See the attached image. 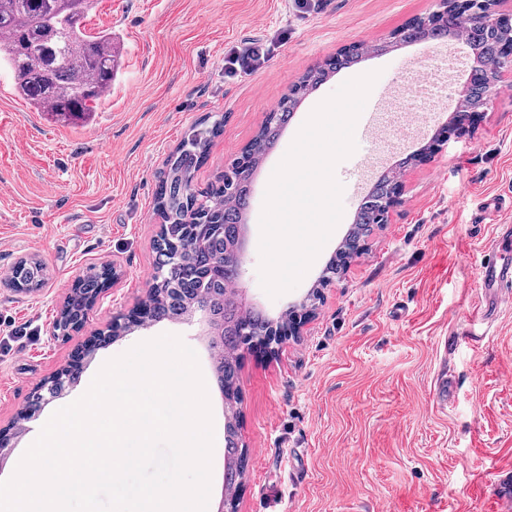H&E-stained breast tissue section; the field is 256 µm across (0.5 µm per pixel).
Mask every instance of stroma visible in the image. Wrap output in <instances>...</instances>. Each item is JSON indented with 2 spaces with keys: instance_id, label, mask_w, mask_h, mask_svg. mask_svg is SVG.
Masks as SVG:
<instances>
[{
  "instance_id": "stroma-1",
  "label": "stroma",
  "mask_w": 512,
  "mask_h": 512,
  "mask_svg": "<svg viewBox=\"0 0 512 512\" xmlns=\"http://www.w3.org/2000/svg\"><path fill=\"white\" fill-rule=\"evenodd\" d=\"M437 0H97L88 32L111 30L121 47L112 92L89 117L64 121L33 111L0 65V428L78 346L127 314L153 282L159 226L157 175L195 126L223 123L193 185L204 191L241 157L290 87L352 43L376 53L309 93L252 182L244 263L233 295L242 309L280 320L302 310L330 255L353 225L343 216L300 283L278 298L260 286L264 194L312 110L343 82L380 76L368 99L410 77L459 88L445 70L447 40L390 47L392 34L437 10ZM262 44L255 70L228 75L224 56ZM422 130L387 127L356 137L359 155L384 161L402 201L350 257L298 336L237 352L239 433L247 451L237 512H507L495 487L512 474V305L484 317L477 272L500 224L512 225V86L474 123L426 159L403 166L453 117L447 97L400 95ZM24 257L40 260L44 286L31 294L5 277ZM113 265L122 278L83 328L52 334L75 277ZM193 348L214 424L210 512L224 489V402L209 329L199 318L132 329L82 361L79 377L26 422L6 455L8 479L42 426L79 398L103 364L161 334ZM452 383L448 398L440 385Z\"/></svg>"
}]
</instances>
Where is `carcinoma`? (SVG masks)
Returning a JSON list of instances; mask_svg holds the SVG:
<instances>
[{
  "label": "carcinoma",
  "instance_id": "cac0c4a2",
  "mask_svg": "<svg viewBox=\"0 0 512 512\" xmlns=\"http://www.w3.org/2000/svg\"><path fill=\"white\" fill-rule=\"evenodd\" d=\"M94 4L95 0H0V62L10 67L17 92L37 111L63 119L84 118L93 112L94 103L112 91V81L120 67V49L112 43L111 31L87 32L84 20ZM454 26V17L450 15L443 26L426 34L407 29L396 42L446 35ZM470 33L471 46L479 59L498 68L508 65L498 59L497 46L504 37L512 35V28L476 22ZM357 60L358 55L344 51L326 67L304 75L292 96L270 113L250 143L251 164L232 165L227 179L221 178L211 186L196 210H191L188 204L194 173L206 153L208 136L217 134L221 124H214L205 134L192 132L168 157L159 174L155 198L156 211L167 224L166 238L176 239L188 224H214L216 229L207 231L197 249L180 263L166 262L162 248H157L162 276L153 284V321L187 317L196 305L207 304L224 326L226 347L248 344L269 331L271 320L262 312L242 314L225 298V281L236 275L232 247L249 204L253 171L279 139L301 100L330 74ZM392 181L389 176L382 177L362 200L355 224L343 244L344 254L357 252L372 226L380 223L382 203L391 191ZM16 272L35 288L43 284L44 268L40 263L19 264ZM218 371L224 396L231 402L236 398L237 360H218ZM43 404L44 397L32 393L26 413L16 420V428L23 429V423ZM224 442V486L231 490L244 473V452L238 446L236 424L231 422L225 427Z\"/></svg>",
  "mask_w": 512,
  "mask_h": 512
}]
</instances>
